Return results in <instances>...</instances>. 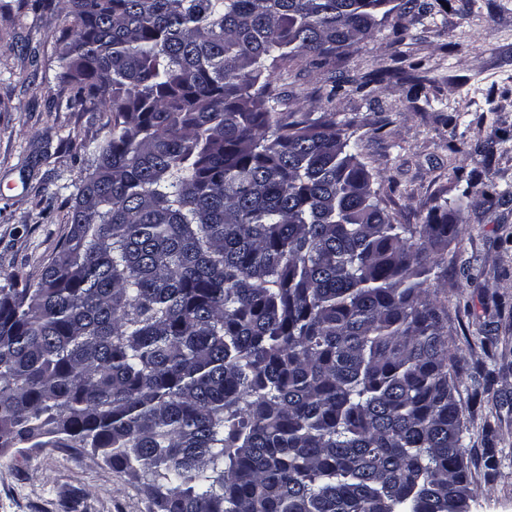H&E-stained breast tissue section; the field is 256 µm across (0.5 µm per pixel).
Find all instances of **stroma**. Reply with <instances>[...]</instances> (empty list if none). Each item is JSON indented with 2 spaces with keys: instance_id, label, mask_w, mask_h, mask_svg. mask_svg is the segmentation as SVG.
I'll use <instances>...</instances> for the list:
<instances>
[{
  "instance_id": "1",
  "label": "stroma",
  "mask_w": 512,
  "mask_h": 512,
  "mask_svg": "<svg viewBox=\"0 0 512 512\" xmlns=\"http://www.w3.org/2000/svg\"><path fill=\"white\" fill-rule=\"evenodd\" d=\"M60 0H0V276L38 281L70 231L72 181L83 145L104 122L59 77ZM419 63L426 97L391 77L360 92L369 72L391 67L395 27ZM462 43L461 51L449 42ZM336 75L290 68L276 86L292 112H332L348 125L388 210L423 224L437 199L464 231L448 247L445 274L430 278L448 303L461 357L456 397L464 414L463 454L475 493L469 512H512V0H415L393 11ZM465 150L451 153L450 143ZM494 183L496 199L463 195L461 174ZM152 512L140 485L90 452L23 448L0 455V512Z\"/></svg>"
}]
</instances>
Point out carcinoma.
<instances>
[{
    "mask_svg": "<svg viewBox=\"0 0 512 512\" xmlns=\"http://www.w3.org/2000/svg\"><path fill=\"white\" fill-rule=\"evenodd\" d=\"M60 78L108 113L41 278L0 282V454L87 448L156 512H468L460 359L334 113L274 82L393 0H63Z\"/></svg>",
    "mask_w": 512,
    "mask_h": 512,
    "instance_id": "carcinoma-1",
    "label": "carcinoma"
}]
</instances>
